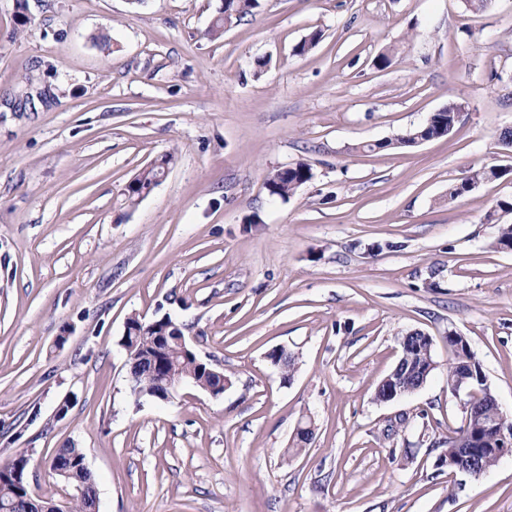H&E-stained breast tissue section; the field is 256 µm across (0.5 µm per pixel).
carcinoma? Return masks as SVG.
I'll return each mask as SVG.
<instances>
[{
  "label": "carcinoma",
  "mask_w": 512,
  "mask_h": 512,
  "mask_svg": "<svg viewBox=\"0 0 512 512\" xmlns=\"http://www.w3.org/2000/svg\"><path fill=\"white\" fill-rule=\"evenodd\" d=\"M258 5V0H223L222 8L208 34L212 37L224 32L226 25H232L250 14ZM460 106L454 102L431 114L425 123L393 139L377 144V148H398L417 145L419 140L440 138L449 135L458 121ZM163 167L152 163L141 169L126 185L127 200L138 204L148 196L159 183ZM313 177L311 166L298 162L291 166L275 170L266 181L270 195L288 199L298 188ZM140 334L128 336L129 382L132 391L140 399L151 400L153 395L145 391L146 381L154 374H163L194 381L203 389L218 383L216 374L209 372L211 364L201 359L195 352H185L177 343L176 337L168 340V351L162 355L155 350L157 330L139 325ZM448 380L459 376H479L486 380L480 362H470L471 355L453 349L449 350ZM434 358L433 348L419 338H410L406 348L400 350L397 371L404 377L402 385L412 390L420 386V380L411 374V368L418 365L424 357ZM53 460L59 464L69 463L67 474L59 478L73 487L84 489L75 495L70 503L69 512H93L97 507V482L92 471L84 466L85 454L80 448L64 447L56 450ZM29 458L21 454L0 471V512H45L49 502L27 497L26 474Z\"/></svg>",
  "instance_id": "obj_1"
}]
</instances>
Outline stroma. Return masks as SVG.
<instances>
[{"label": "stroma", "instance_id": "35a3bbf8", "mask_svg": "<svg viewBox=\"0 0 512 512\" xmlns=\"http://www.w3.org/2000/svg\"><path fill=\"white\" fill-rule=\"evenodd\" d=\"M221 5L0 0V466L27 455L32 494L65 502L51 460L82 449L98 512H512V457L477 479L437 464L465 419L449 331L512 415V0H259L212 39ZM451 102L450 135L387 147ZM298 162L312 180L270 196ZM484 166L507 174L449 199ZM134 313L181 326L223 395L136 401ZM415 330L437 370L375 401ZM160 160L170 164L172 156H165ZM160 160H157L149 166L141 169L126 185L125 193L130 204H138L143 198L148 196L159 183L163 167L156 163ZM313 177L311 166L306 162H298L291 166L275 170L266 181V188L271 196L288 199L298 188L309 182ZM450 339H453L456 342V348L459 351H455L452 348L449 349L450 358L448 359V386L449 382L457 378L458 376L470 377L472 374H475L477 377L479 376L481 381L486 380V375L483 371L480 362L476 361L474 363H470L469 360L471 359L472 356L467 354L466 352L464 353V351L463 354L460 352L462 348H464L466 351L471 350L466 338L452 330L449 331L448 333V346H450ZM480 382L475 380L476 387L478 386V384H480L481 386H485L486 389L490 392V394L494 396L492 394L490 386L487 384V380L483 383Z\"/></svg>", "mask_w": 512, "mask_h": 512}]
</instances>
